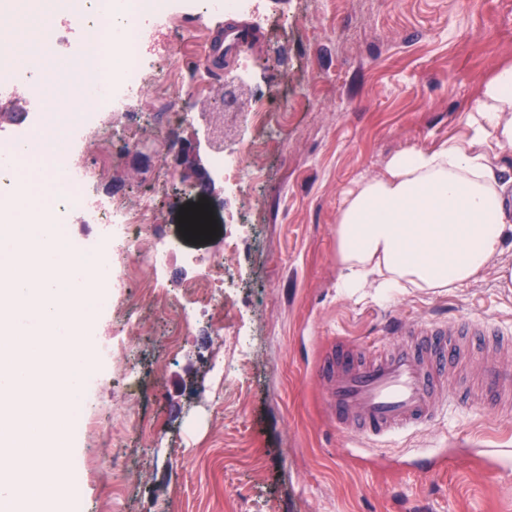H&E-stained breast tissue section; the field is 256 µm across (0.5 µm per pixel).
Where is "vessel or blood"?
<instances>
[{"mask_svg": "<svg viewBox=\"0 0 512 512\" xmlns=\"http://www.w3.org/2000/svg\"><path fill=\"white\" fill-rule=\"evenodd\" d=\"M253 38L248 25H227L208 39L206 67L221 71L225 58ZM391 333L414 337L415 343L366 361L360 358L357 344L340 340L317 367L323 399L336 429L354 445L379 443L431 427L448 406L498 414L512 405V363L495 357L483 360L478 380L481 397H472L466 387L441 389L449 365L458 357L460 339L481 345L512 342L492 321L461 316L403 323Z\"/></svg>", "mask_w": 512, "mask_h": 512, "instance_id": "1", "label": "vessel or blood"}]
</instances>
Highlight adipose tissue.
<instances>
[{"label": "adipose tissue", "instance_id": "adipose-tissue-1", "mask_svg": "<svg viewBox=\"0 0 512 512\" xmlns=\"http://www.w3.org/2000/svg\"><path fill=\"white\" fill-rule=\"evenodd\" d=\"M512 149V61L479 88L457 133L395 154L362 182L336 224L338 286L385 297L412 288H456L496 265L512 288V177L498 162Z\"/></svg>", "mask_w": 512, "mask_h": 512}]
</instances>
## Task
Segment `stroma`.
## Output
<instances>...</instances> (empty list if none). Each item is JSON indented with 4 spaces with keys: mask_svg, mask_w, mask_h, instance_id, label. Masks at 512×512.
<instances>
[{
    "mask_svg": "<svg viewBox=\"0 0 512 512\" xmlns=\"http://www.w3.org/2000/svg\"><path fill=\"white\" fill-rule=\"evenodd\" d=\"M259 39L238 66L203 64L210 31L225 16L184 30L169 51L177 83L159 72L157 46L143 59L147 90L113 115V136L93 141L101 196L135 206L153 186L159 221L144 246L179 232V210L197 197L180 174L138 172L127 141L197 139L202 160L235 150L239 195L215 192L218 235L186 243L156 277L162 298L137 284L107 293L86 325L118 345L93 353L97 387L72 406L73 512H512V469L492 477L484 460L512 449V415L444 411L432 427L356 453L332 422L315 369L339 339L371 347L390 317L415 322L469 315L512 333V290L494 270L443 292L387 298L338 287L336 223L348 197L408 148L447 140L481 81L512 59V0H259ZM53 0H29L0 42L35 41ZM204 82L187 121L168 124L180 92ZM278 92L266 125L242 134L236 111ZM223 265L187 253L223 250ZM204 275L215 298L188 291ZM237 361L218 377L214 367ZM111 421L124 462L109 468L96 430Z\"/></svg>",
    "mask_w": 512,
    "mask_h": 512,
    "instance_id": "35a3bbf8",
    "label": "stroma"
}]
</instances>
